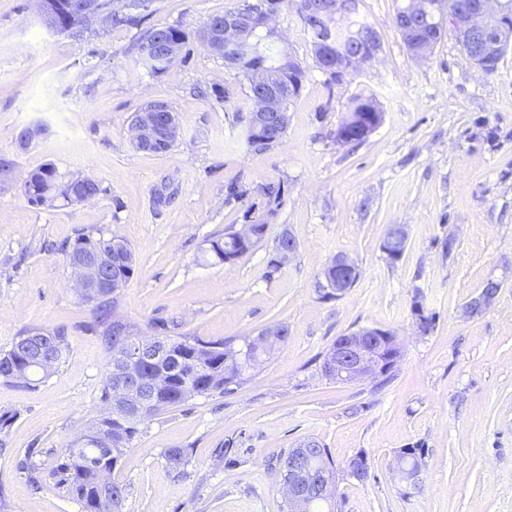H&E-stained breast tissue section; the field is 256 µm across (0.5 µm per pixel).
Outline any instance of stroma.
Instances as JSON below:
<instances>
[{
	"label": "stroma",
	"instance_id": "35a3bbf8",
	"mask_svg": "<svg viewBox=\"0 0 512 512\" xmlns=\"http://www.w3.org/2000/svg\"><path fill=\"white\" fill-rule=\"evenodd\" d=\"M241 4L146 0L139 26L96 22L72 34L46 29L33 0H0V153L15 155L23 176L50 164L59 183L100 185L95 199L73 205L0 190V351L25 330H61L68 342L45 381L28 389L0 381V512H83L52 472L99 417L112 352L60 246L96 230L123 238L136 256L115 308L135 335L221 340L289 329L233 392L146 420L112 472L126 488L123 512H286L278 459L309 438L337 468L360 452L368 458L367 480L339 484L342 512H512V48L491 74L450 30L417 57L395 26L401 0H360L358 18L382 50L336 82L315 66L312 35L284 2L273 23L307 74L286 136L256 151L240 112L245 81L199 39L209 17ZM169 25L186 32L190 53L155 74L138 42ZM358 96L375 97L382 120L352 149L334 133ZM150 102L167 105L180 125L164 153L131 142L132 117ZM30 124L42 134L19 148ZM270 184L283 189L273 209L263 194ZM161 190L175 198L158 209ZM264 213L268 233L253 251L233 264L204 261L225 228ZM395 224L407 240L392 261L381 245ZM285 232L296 256L270 271ZM339 255L360 276L330 297L321 272ZM491 280L498 295L468 315L467 302ZM417 303L436 317L429 333L416 328ZM362 327L401 343L396 377L379 391L317 369L336 337ZM416 443L426 467L419 489L407 490L395 456ZM228 445L231 466L219 457ZM172 448L188 451L183 476L169 466Z\"/></svg>",
	"mask_w": 512,
	"mask_h": 512
}]
</instances>
